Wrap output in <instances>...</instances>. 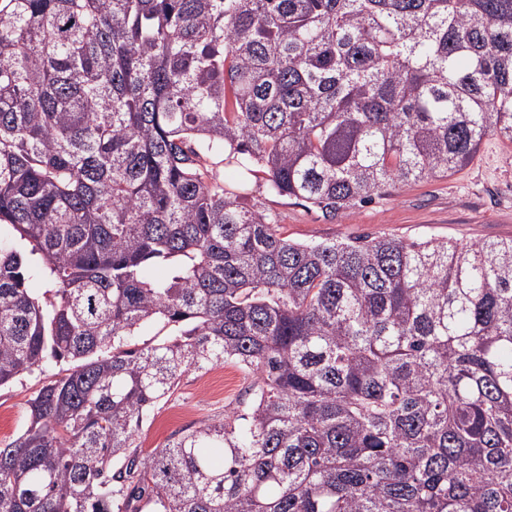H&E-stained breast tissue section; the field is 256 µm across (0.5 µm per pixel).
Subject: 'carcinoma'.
I'll list each match as a JSON object with an SVG mask.
<instances>
[{
    "label": "carcinoma",
    "instance_id": "carcinoma-1",
    "mask_svg": "<svg viewBox=\"0 0 512 512\" xmlns=\"http://www.w3.org/2000/svg\"><path fill=\"white\" fill-rule=\"evenodd\" d=\"M488 136L512 0H0V387L68 364L0 512H512V238L296 242L245 179L336 218ZM224 363L247 411L143 452Z\"/></svg>",
    "mask_w": 512,
    "mask_h": 512
}]
</instances>
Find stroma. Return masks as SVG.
Returning a JSON list of instances; mask_svg holds the SVG:
<instances>
[{"mask_svg":"<svg viewBox=\"0 0 512 512\" xmlns=\"http://www.w3.org/2000/svg\"><path fill=\"white\" fill-rule=\"evenodd\" d=\"M252 184L267 208L278 213L280 233L297 242L381 236L475 242L512 237V144L493 136L485 138L475 160L454 175L373 198L344 218L329 220L319 210L268 195L262 178ZM42 380L34 373L0 387V446L24 429L28 401ZM252 381L231 363L184 374L143 422L137 436L141 448L148 452L162 447L175 434L243 409Z\"/></svg>","mask_w":512,"mask_h":512,"instance_id":"1","label":"stroma"}]
</instances>
